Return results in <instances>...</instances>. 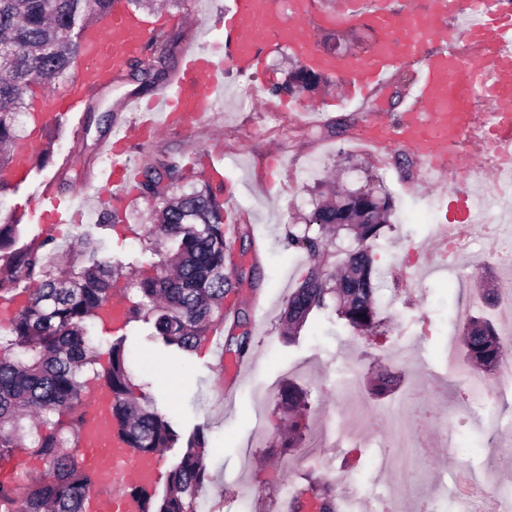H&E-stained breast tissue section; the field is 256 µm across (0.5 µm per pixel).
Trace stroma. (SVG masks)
<instances>
[{
    "mask_svg": "<svg viewBox=\"0 0 512 512\" xmlns=\"http://www.w3.org/2000/svg\"><path fill=\"white\" fill-rule=\"evenodd\" d=\"M232 6L233 0H184L182 6H166L174 39L169 71L178 69L187 51L223 42L221 18ZM316 35L331 52L350 50L363 56L375 43L372 30L359 24L343 30L320 27ZM262 47L266 67L253 77V101L241 100L244 75L225 69L224 91L208 124L193 135L171 133L132 145L128 152L139 167L155 158L183 164L195 153L223 161L224 221L250 225L253 233L248 248L237 234L227 237L235 264L254 282L224 298L225 307L247 319L250 372L236 380L222 374L206 343L188 354L165 348L155 340L152 324L142 320L117 331L95 322L91 336L104 351L124 340L136 384L155 397L181 439L196 427L204 428L210 481L202 493L203 512H284L283 483L297 489L308 478L324 479L323 469L287 465L288 450L275 445L280 414L268 387L289 379L308 393L309 438L327 418L353 433L338 447L323 451L335 464L336 495L353 487L387 496L390 474L373 469L382 440L370 433L367 422L376 411L397 404L407 411L432 413L441 425L454 427L458 439L451 450L440 433L432 434L430 454L411 474L401 502L457 512L459 497L450 488L463 471L494 472L496 483L512 488V470L498 467L512 449V381L491 376L488 392L475 398L448 365V351L458 348L462 330L454 318L457 305L475 302L476 313L493 319L500 333L512 331V319L501 307L482 302L500 279L512 274V247L507 244L512 238L507 233L512 192L498 194L493 178H486L473 193L483 201L482 210H460L454 183H426L422 160L405 148L395 146L380 156L366 151L358 136L365 131L367 110L359 102L327 103L334 83L272 94V84L287 80L294 63L287 49L268 40ZM152 95L134 80L115 81L110 89L91 94L89 108L78 115L81 128H56L53 162L33 168L26 182L0 193V211L18 220L22 241L51 237L65 249L75 235L88 231L101 241V258L151 272L155 256L136 234L149 221L151 208L132 188L119 209L121 224H102V212L112 206L113 188L100 178L99 157L104 142L129 131L128 121L113 119L122 113L124 101H146ZM62 158L68 159L78 180L57 191L75 198V216L72 223L56 226L43 223L32 199L44 178H59ZM374 175L392 204L390 224L373 247L374 266L383 274L377 288L388 332L368 341L344 327L334 312L325 311L312 313L296 338L287 339L280 314L309 268L306 254L288 243L289 225L302 223L329 181L356 189ZM448 224L470 227L467 247L452 253L439 248L438 229ZM407 266L417 269L420 287H406L401 272ZM144 355L162 362V370L141 369L137 361ZM381 371L402 381L394 392L376 397L370 382ZM259 425L265 431L256 442L252 434ZM309 438L302 448H309Z\"/></svg>",
    "mask_w": 512,
    "mask_h": 512,
    "instance_id": "obj_1",
    "label": "stroma"
}]
</instances>
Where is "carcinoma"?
Segmentation results:
<instances>
[{"mask_svg":"<svg viewBox=\"0 0 512 512\" xmlns=\"http://www.w3.org/2000/svg\"><path fill=\"white\" fill-rule=\"evenodd\" d=\"M116 0H0V169L11 161L13 143L25 136L19 119L30 114L25 95L33 87L50 88L78 53L74 33L105 19ZM171 54L165 32L153 39L145 62L130 65L131 76L152 87L167 73ZM322 73L302 66L288 83L271 93L302 92L317 86ZM177 165L165 160L141 169L140 196L153 204V224L144 228L145 249L159 256L154 274L130 278L124 285L128 319L153 318L156 336L167 347L191 352L206 341L215 321L224 319V294L241 285L243 272H226L230 250L224 239L223 185L177 192ZM392 205L381 184L365 190L336 192L316 203L304 227L288 229L289 242L312 261L300 286L288 297L286 336L302 329L315 310L332 309L359 334L383 335L388 325L376 296L373 242L390 223ZM352 241L346 249L337 239ZM19 225L0 215V299L25 294L7 325L0 329V458L17 451L44 460L48 470L28 475L23 491L0 483V512H84L91 476L71 452L85 406L84 389L103 380L112 392V414L130 447L143 453L171 448L179 439L169 419L149 394L134 396L135 384L123 343L108 350V366L98 371L100 349L87 323L112 299L124 276L123 266L99 258L90 232L78 235L80 250L64 264L56 259L54 240L19 244ZM467 361L491 372L501 363L503 344L497 328L476 316L463 327ZM277 407L287 424L283 448H298L308 431L307 393L297 384L282 385ZM204 429L186 441L173 466L166 491L158 499L135 490L145 512H198L208 480L203 460ZM335 512L329 483L300 491Z\"/></svg>","mask_w":512,"mask_h":512,"instance_id":"carcinoma-1","label":"carcinoma"}]
</instances>
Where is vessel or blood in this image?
<instances>
[{
	"label": "vessel or blood",
	"instance_id": "1",
	"mask_svg": "<svg viewBox=\"0 0 512 512\" xmlns=\"http://www.w3.org/2000/svg\"><path fill=\"white\" fill-rule=\"evenodd\" d=\"M464 19L462 38L449 36L448 24ZM359 22L377 25L384 33L373 53L364 59L343 58L323 51L313 32L315 26H348ZM162 19H146L117 8L104 25L81 31L78 41L83 64L77 77L63 91L46 95L41 111L32 113L29 136L13 149L10 167L0 176L21 182L31 173L32 160L41 151L44 133L58 126L97 88L110 83L126 61L141 55ZM271 36L310 67L326 74L346 75V96L366 100L382 88L389 75L406 61L420 69L402 99L403 110L396 141L424 157L431 170L456 171L472 140L499 153L512 154V13L499 0H478L477 7L462 0H420L395 6L394 0H342L333 14L314 15L312 0H288L280 12L276 0H234L224 15V44L187 53L173 80L149 102L140 106L133 123L138 140L155 138L160 131L194 134L212 111L224 89V69L244 75L260 72L264 57L259 39ZM487 106L493 124L487 136H478L481 122L473 102ZM370 139L378 147L390 145L387 113L368 112ZM126 138L105 143L116 156L107 181L129 185L137 171L122 157ZM39 201L44 220L67 224L72 220L71 199L57 195L51 184L41 186ZM111 392L95 384L90 404L79 425L77 448L93 475L87 494L88 512H143L132 490L153 487L162 478L161 454H141L130 448L121 427L112 417Z\"/></svg>",
	"mask_w": 512,
	"mask_h": 512
}]
</instances>
